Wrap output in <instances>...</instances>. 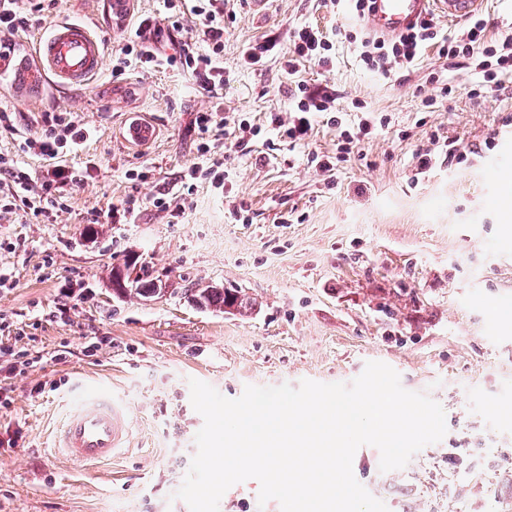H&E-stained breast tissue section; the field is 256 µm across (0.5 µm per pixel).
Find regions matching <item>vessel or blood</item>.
<instances>
[{"instance_id":"obj_1","label":"vessel or blood","mask_w":512,"mask_h":512,"mask_svg":"<svg viewBox=\"0 0 512 512\" xmlns=\"http://www.w3.org/2000/svg\"><path fill=\"white\" fill-rule=\"evenodd\" d=\"M482 0H369L364 23L378 38H394L417 21L437 15L459 22L477 13ZM36 66L16 68L15 85L36 94L46 79L65 86L87 84L102 69L101 40L87 25L59 23L50 35L39 40ZM131 434L125 407L101 387L90 388L67 415L54 437V454L88 465H102L127 447Z\"/></svg>"}]
</instances>
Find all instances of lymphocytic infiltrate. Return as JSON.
<instances>
[{
  "label": "lymphocytic infiltrate",
  "instance_id": "1",
  "mask_svg": "<svg viewBox=\"0 0 512 512\" xmlns=\"http://www.w3.org/2000/svg\"><path fill=\"white\" fill-rule=\"evenodd\" d=\"M167 10L164 21L155 17L131 15L128 22L129 37L115 52L117 70L140 68L149 70L165 65H180L200 84L210 97H218L224 89V0H164ZM41 0H0V38L11 39L23 30L41 23ZM192 22L195 41H184L177 54L166 56L159 43L167 32L183 30L185 22ZM435 45L440 57L446 58L448 67L460 70L479 69L483 81L472 88V95H481L499 87L503 75L512 73V33L490 38L486 23L473 17L467 27L458 33L442 32L435 19L422 20L410 32L394 40H381L363 35L358 40V52L369 71L384 78L397 73L413 71L426 47ZM332 45L326 35L314 27L306 26L294 32L288 55L289 71L309 62L328 68L333 60ZM293 98L295 105L287 116H272L276 128L284 130L291 144H303L312 132V119L317 114H328L330 125L339 129L335 155L311 154L310 160L317 170L333 173L340 162L346 161L354 148L369 137L376 124H387V117L368 115L357 126L344 125L340 116L332 112L334 94L324 89H310L298 82ZM40 133L25 138L24 152L41 157L46 169L40 179H32L17 162L0 157V212L32 211L37 215H50L60 210L59 195L65 187L75 186L79 177L61 160L86 141L87 130L74 117L64 112H46L41 116ZM195 125L201 132L210 128H230L236 153L247 156L254 150L253 139L259 130L244 122H231L229 116L218 110L198 112Z\"/></svg>",
  "mask_w": 512,
  "mask_h": 512
}]
</instances>
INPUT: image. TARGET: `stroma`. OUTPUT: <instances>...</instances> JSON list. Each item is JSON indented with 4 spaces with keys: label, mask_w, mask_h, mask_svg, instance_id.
<instances>
[{
    "label": "stroma",
    "mask_w": 512,
    "mask_h": 512,
    "mask_svg": "<svg viewBox=\"0 0 512 512\" xmlns=\"http://www.w3.org/2000/svg\"><path fill=\"white\" fill-rule=\"evenodd\" d=\"M84 23L105 49L124 44L125 19L100 0H56L44 20L17 38L27 54L61 21ZM319 28L332 44L331 69L311 64L289 73V38ZM359 20L330 0H229L224 8L220 99L210 98L174 67L114 75L111 64L85 87L47 85L30 100L11 80L5 95L23 120L0 129V154L33 178L43 163L22 150L40 129L41 112H69L90 131L67 163L81 178L52 219L0 213V336L15 339L30 360L0 405V512H190L175 493L197 452L204 424L190 400V380L228 398L245 386L299 385L308 379L349 383L370 361L395 369L402 386L428 394L445 411L447 433L401 469H380V452L360 447L356 479L389 512H512V75L480 97L481 76L449 73L440 97L430 73L443 61L427 47L410 75L384 79L366 70L345 31ZM272 49L262 67L245 64L243 45ZM329 85L346 124L363 113L389 119L357 154L325 179L312 152L335 154L336 129L316 121L307 144L290 146L272 130V113L291 109L297 82ZM436 97L433 109L421 106ZM221 111L260 126L255 150L231 152L223 130L194 131L196 112ZM149 122L154 139H128L133 122ZM468 156L415 174L413 155L432 134ZM208 142L233 172L232 190L200 185L187 196L180 223H168L153 200L200 163ZM103 213L94 236L84 230ZM147 274L165 293L125 298L112 290L113 269ZM239 288L255 299L246 315L198 306L191 291ZM70 294L66 319L52 313ZM107 337L94 355L78 349ZM72 356L58 359L61 345ZM109 388L127 408V450L89 466L46 451L85 384ZM260 485L230 487L219 512H281L259 503Z\"/></svg>",
    "instance_id": "obj_1"
}]
</instances>
